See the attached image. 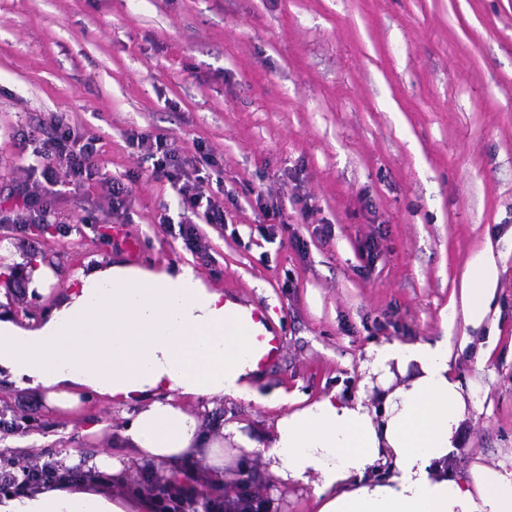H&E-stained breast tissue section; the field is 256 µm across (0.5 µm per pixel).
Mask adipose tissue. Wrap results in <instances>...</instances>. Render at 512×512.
<instances>
[{
    "label": "adipose tissue",
    "instance_id": "1",
    "mask_svg": "<svg viewBox=\"0 0 512 512\" xmlns=\"http://www.w3.org/2000/svg\"><path fill=\"white\" fill-rule=\"evenodd\" d=\"M497 270L491 251L471 263L461 293L467 323L488 315ZM254 307L210 290L193 267L153 271L109 264L78 275L48 317L21 326L0 317V372L37 389L58 411L106 399L126 413L113 449L69 462L75 482L0 501V512H151L146 496L110 493L152 474L184 479L205 462L200 484L234 499L224 475L233 452L260 454L282 484L311 482L314 512H512V468L473 464L455 475L471 395L451 372L447 343L370 346L362 363L378 406L329 394L305 405L279 392L260 398L259 339L269 336ZM229 396L279 408L269 444L241 424L213 436L189 409L193 400Z\"/></svg>",
    "mask_w": 512,
    "mask_h": 512
}]
</instances>
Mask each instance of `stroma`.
<instances>
[{
	"label": "stroma",
	"mask_w": 512,
	"mask_h": 512,
	"mask_svg": "<svg viewBox=\"0 0 512 512\" xmlns=\"http://www.w3.org/2000/svg\"><path fill=\"white\" fill-rule=\"evenodd\" d=\"M53 112L96 138L97 174L77 193L59 183L48 229L0 223V289L16 320L44 317L95 265L188 264L277 317L279 351L259 392L374 406L361 370L370 345L444 341L454 377L478 392L452 469L512 454V0H0V213L21 211L14 190L32 181L30 134ZM130 129L217 159L204 190H223L227 223L197 219L201 252L160 223L183 206L128 146ZM114 179L131 189L117 213ZM259 192L288 224L270 241L257 230ZM304 196L315 207L307 219ZM371 238L369 266L359 248ZM488 246L496 291L474 328L460 292ZM34 255L58 278L49 293L25 276ZM203 407L215 434L238 422L267 435L278 415L227 396ZM89 416L103 425L93 440ZM0 420L12 463L95 453L124 423L101 398L57 414L42 392L5 381ZM244 471L275 494L273 512H311L310 485L280 490L254 453L236 456L234 474Z\"/></svg>",
	"instance_id": "stroma-1"
}]
</instances>
